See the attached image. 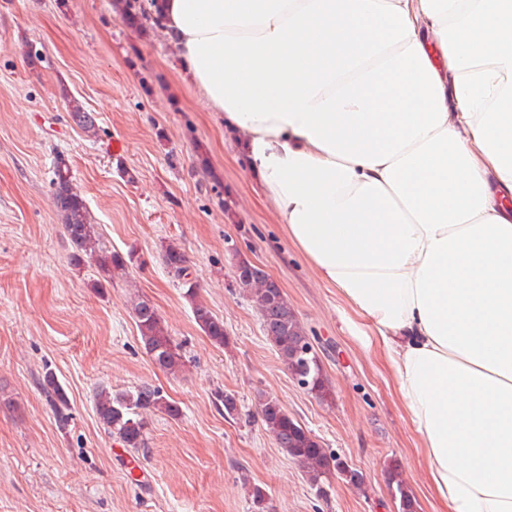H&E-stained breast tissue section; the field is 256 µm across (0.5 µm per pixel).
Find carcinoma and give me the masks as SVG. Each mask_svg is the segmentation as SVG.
<instances>
[{
    "instance_id": "1",
    "label": "carcinoma",
    "mask_w": 512,
    "mask_h": 512,
    "mask_svg": "<svg viewBox=\"0 0 512 512\" xmlns=\"http://www.w3.org/2000/svg\"><path fill=\"white\" fill-rule=\"evenodd\" d=\"M155 3L156 0H123L119 19L126 27L137 29L152 19L151 6ZM68 110L72 121L80 129L92 135L97 133L95 115L87 111L78 99L68 101ZM52 184L54 207L72 247L70 263L75 267L93 263L102 276V280L96 282V287L101 288L103 283L112 282V273L124 272L135 263V252L130 250L124 254L103 244L91 222L86 200L74 187L69 165L62 157L55 162ZM162 260L168 272L177 277L185 289V298L191 303L193 318L199 329L213 344L223 346L227 341L224 321L200 300L198 285L189 278L188 259L182 247L173 241L163 246ZM236 285L257 309L264 336L274 346L282 364L291 375L300 373V351L312 342V338L280 286L250 260L237 274ZM133 314L143 348L152 363L168 373L180 369L183 365L180 349L155 306L146 299H140L133 305ZM307 379L308 393L320 400L330 398L329 380L314 361L311 362ZM42 388L59 425H66L69 403L64 390L50 373L45 375ZM258 406L266 430L278 447L303 466L308 482L318 494L325 493L324 486L332 476L355 487L363 484V475L358 470L343 465L339 455L324 448L276 399L263 396ZM95 412L109 435L124 447L139 452L146 448L145 415L159 412L176 417L179 408L167 400L160 389L143 384L132 391L114 392L107 387L98 389ZM389 485L397 502V512H416V501L394 467L391 468Z\"/></svg>"
}]
</instances>
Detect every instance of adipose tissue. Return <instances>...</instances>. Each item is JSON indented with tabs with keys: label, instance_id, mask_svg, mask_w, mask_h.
I'll return each mask as SVG.
<instances>
[{
	"label": "adipose tissue",
	"instance_id": "1",
	"mask_svg": "<svg viewBox=\"0 0 512 512\" xmlns=\"http://www.w3.org/2000/svg\"><path fill=\"white\" fill-rule=\"evenodd\" d=\"M316 276L370 326L448 512H512V0H163Z\"/></svg>",
	"mask_w": 512,
	"mask_h": 512
}]
</instances>
